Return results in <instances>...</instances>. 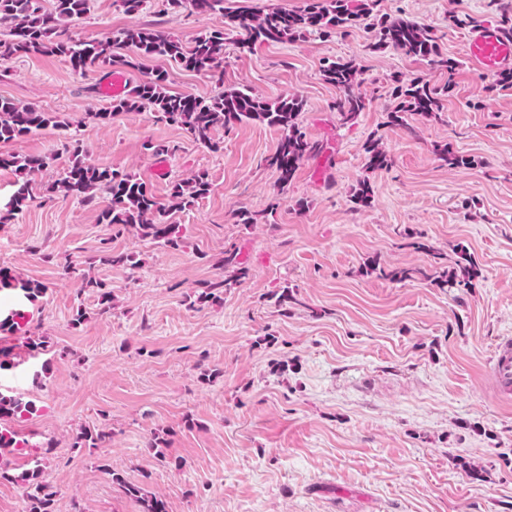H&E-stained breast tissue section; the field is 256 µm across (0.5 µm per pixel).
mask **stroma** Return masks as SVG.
I'll use <instances>...</instances> for the list:
<instances>
[{
    "label": "stroma",
    "instance_id": "1",
    "mask_svg": "<svg viewBox=\"0 0 512 512\" xmlns=\"http://www.w3.org/2000/svg\"><path fill=\"white\" fill-rule=\"evenodd\" d=\"M376 10L433 30L460 62L437 115H411L405 129L387 123L394 81L433 73L423 60L370 49L364 27L250 48L229 39L213 76L160 57L128 71L134 84L167 70L170 93L200 100L232 87L302 97L300 125L321 151L283 194L265 163L277 129L231 124L212 149L150 111L103 124L95 115L110 104L98 91L108 67L84 74L41 55L0 62V99L58 120L0 144L3 155L56 157L27 179L29 203L0 224V269L46 288L32 306L0 291V309L29 311L0 341L14 357L0 369V392L35 406L15 422L27 444L7 461L17 475L42 460L56 512H140L112 470L166 512H512V398L498 397L490 371L498 340L512 336V90L471 68L469 29L448 21L495 25L499 10L496 0H377ZM223 24L221 14L170 11L165 0L134 15L120 0H92L71 33L106 40L138 25L188 42ZM335 58L362 72L366 108L352 124L322 75ZM377 138L392 163L371 170L364 147ZM74 139L92 164L135 174L161 201L176 177L206 173L209 194L172 216L184 247L109 228L96 209L48 194ZM444 145L465 165H442L435 149ZM363 181L373 199L359 209L351 195ZM241 211L254 223H238ZM106 244L136 252L142 266L99 268L112 294L103 315L81 274ZM229 252L243 255L245 277L221 304L188 309L187 294L215 278ZM464 254L479 278L445 286ZM371 261L416 276L370 274ZM285 288L293 300L282 309L274 294ZM79 308L86 318L75 327ZM29 336L49 337L51 352L31 353ZM81 427L108 437L73 447ZM155 431L169 439L160 457L148 446Z\"/></svg>",
    "mask_w": 512,
    "mask_h": 512
}]
</instances>
